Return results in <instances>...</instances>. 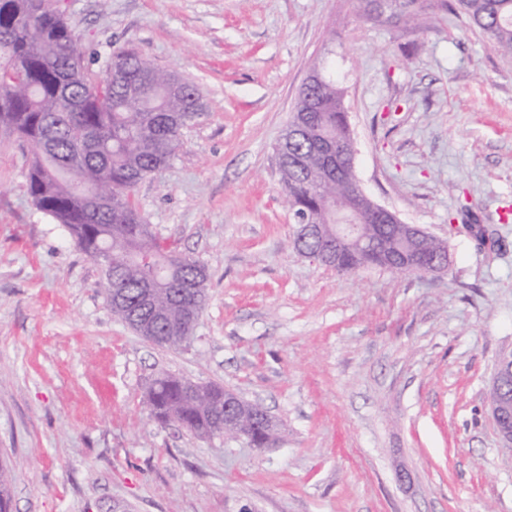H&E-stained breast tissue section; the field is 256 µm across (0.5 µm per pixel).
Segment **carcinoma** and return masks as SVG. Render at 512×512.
Returning a JSON list of instances; mask_svg holds the SVG:
<instances>
[{"instance_id": "carcinoma-1", "label": "carcinoma", "mask_w": 512, "mask_h": 512, "mask_svg": "<svg viewBox=\"0 0 512 512\" xmlns=\"http://www.w3.org/2000/svg\"><path fill=\"white\" fill-rule=\"evenodd\" d=\"M428 7L462 15L469 30L512 60V0H398L396 18L420 28L430 19ZM311 73L315 78L299 90L294 112L313 135L288 145V163L279 168L284 201L297 223L312 215L333 220L328 204L347 196L335 157L336 137L347 128L344 90L317 68ZM173 77L120 48L94 72L56 0H0V131L30 149L26 180L35 207L92 259L106 256L105 301L124 324L135 307L116 304L112 294L134 299L161 269L168 287L184 289L196 313L207 302L205 267L161 240L133 200L136 186L167 167L181 146L182 115L205 109L197 88L177 86ZM91 189L109 202L90 207ZM339 265L349 273L375 263L350 251ZM170 316L180 325L179 338H167L161 347L179 350L194 324L176 305ZM209 388L205 406L187 394L183 379L162 373L153 379L145 405L159 422L176 421L198 437L216 435L221 427L213 404L224 388ZM9 485L0 466V512H12Z\"/></svg>"}]
</instances>
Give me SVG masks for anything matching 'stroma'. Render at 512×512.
<instances>
[{
	"mask_svg": "<svg viewBox=\"0 0 512 512\" xmlns=\"http://www.w3.org/2000/svg\"><path fill=\"white\" fill-rule=\"evenodd\" d=\"M89 57L117 47L206 110L134 200L207 266L189 345L113 319L99 265L37 210L0 136V465L13 512H512L489 406L512 350V61L462 18L420 29L359 0H59ZM345 89L355 174L448 245L440 276L302 257L275 146L312 67ZM481 225L485 244L467 232ZM261 402L279 446L145 410L159 372Z\"/></svg>",
	"mask_w": 512,
	"mask_h": 512,
	"instance_id": "stroma-1",
	"label": "stroma"
}]
</instances>
